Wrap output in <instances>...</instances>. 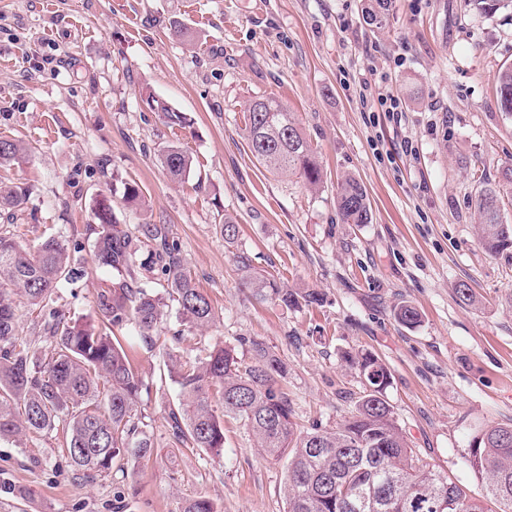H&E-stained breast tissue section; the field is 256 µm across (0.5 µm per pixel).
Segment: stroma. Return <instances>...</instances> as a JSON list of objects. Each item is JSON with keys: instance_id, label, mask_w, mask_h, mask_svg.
Returning a JSON list of instances; mask_svg holds the SVG:
<instances>
[{"instance_id": "35a3bbf8", "label": "stroma", "mask_w": 512, "mask_h": 512, "mask_svg": "<svg viewBox=\"0 0 512 512\" xmlns=\"http://www.w3.org/2000/svg\"><path fill=\"white\" fill-rule=\"evenodd\" d=\"M365 0H0V136L32 152L0 164V181L29 186L13 215L17 240L36 251L55 234L79 249L82 276L60 289L67 316L95 317L110 270L93 259L92 207L111 201L119 229L165 225L184 267L209 297L213 323L197 330L169 310L144 344L120 334L146 388L138 411L150 456H125L101 475L71 465L63 430L0 438V512H179L204 496L217 512H285L286 462L258 452L243 421L224 420V453L178 444L168 412L179 399L168 353L205 358L214 345L251 360V340L286 365L278 384L298 429H332L364 390L348 354L367 351L390 373L387 400L422 463L466 484L481 428L512 424V252L486 253L477 235L474 172L497 180L512 165V115L497 87L512 66V9L487 15L465 0H393L385 26ZM192 32L176 36L172 21ZM395 97L401 119L362 108L364 85ZM151 93L186 115L170 125ZM292 112L323 172L319 188L277 176L250 153L251 100ZM411 151H404V143ZM193 158L171 181L160 155ZM366 189L372 219L343 223L336 187ZM136 183L142 209L124 204ZM240 226L235 245L224 218ZM322 305L285 309L240 286L234 259ZM467 284L478 305L463 304ZM421 314L400 324V305Z\"/></svg>"}]
</instances>
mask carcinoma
<instances>
[{"instance_id": "cac0c4a2", "label": "carcinoma", "mask_w": 512, "mask_h": 512, "mask_svg": "<svg viewBox=\"0 0 512 512\" xmlns=\"http://www.w3.org/2000/svg\"><path fill=\"white\" fill-rule=\"evenodd\" d=\"M369 24L380 28L391 0H366ZM485 13L512 6V0H466ZM497 98L512 114V67L499 75ZM246 139L252 156L273 174L300 173L308 184L322 183L321 170L292 113L274 98L257 99L247 115ZM28 154L20 141L0 138V163ZM170 178L190 172L193 159L169 146L161 159ZM512 185V167L501 172V183L479 177L475 209L479 240L486 252L512 249V225L502 221L501 187ZM29 190L0 183V210L27 200ZM336 203L345 224H368L371 207L365 188L354 177L337 184ZM92 215L98 226L94 257L113 273L112 285L97 297V318L67 320L49 305L56 289L76 283L80 261L66 241L46 237L33 254L15 239L11 224L0 225V437H26L62 428L73 465L102 474L129 453L145 456L153 448L146 424L137 416L136 400L144 382L113 328L134 325L137 336L154 343L153 332L163 317V298L137 285V245L117 229L110 202L96 201ZM145 239L158 242L155 259L166 276V293L178 314L197 328L214 319L208 297L196 286L167 240L160 224L142 225ZM243 273L241 286L259 300L287 309L320 305L314 289L285 288L276 279L253 271L245 252L236 255ZM23 295L40 308L48 333L41 354L18 342L12 296ZM400 323L414 326L420 312L402 305ZM253 361L242 363L229 346L217 345L204 360L191 362L168 354V371L180 387L177 406L168 418L177 443L204 448L216 456L224 451V416L244 421L257 447L268 458H288L285 486L287 512H487L482 501L448 474L414 459L393 409L385 398L389 373L371 353L349 358L364 377L366 388L355 411L332 431L318 427L300 431L292 421V401L277 385L285 372L281 358L259 341L251 342ZM512 425L488 426L473 437L470 462L485 480L483 497L497 512H512V439L502 433ZM180 512H216L206 497L183 503Z\"/></svg>"}]
</instances>
